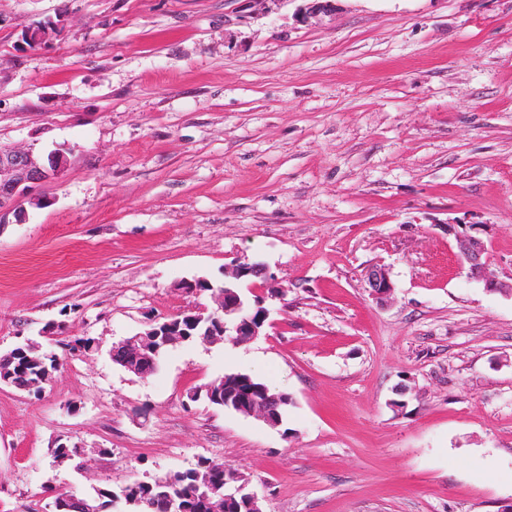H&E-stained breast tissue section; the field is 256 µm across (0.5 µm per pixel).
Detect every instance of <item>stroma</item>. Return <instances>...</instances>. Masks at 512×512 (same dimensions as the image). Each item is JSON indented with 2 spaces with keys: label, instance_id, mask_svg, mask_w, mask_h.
<instances>
[{
  "label": "stroma",
  "instance_id": "obj_1",
  "mask_svg": "<svg viewBox=\"0 0 512 512\" xmlns=\"http://www.w3.org/2000/svg\"><path fill=\"white\" fill-rule=\"evenodd\" d=\"M304 8L0 0V149L68 159L0 219V353L58 359L40 392L0 383V512L203 459L262 512L512 507V0ZM453 221L507 291L471 278ZM238 260L279 291L261 336L175 345L147 378L113 362L213 308L185 283ZM233 371L291 397L282 426L188 400ZM367 283L372 293L383 300L392 292L394 285L382 268L372 267L366 272Z\"/></svg>",
  "mask_w": 512,
  "mask_h": 512
}]
</instances>
